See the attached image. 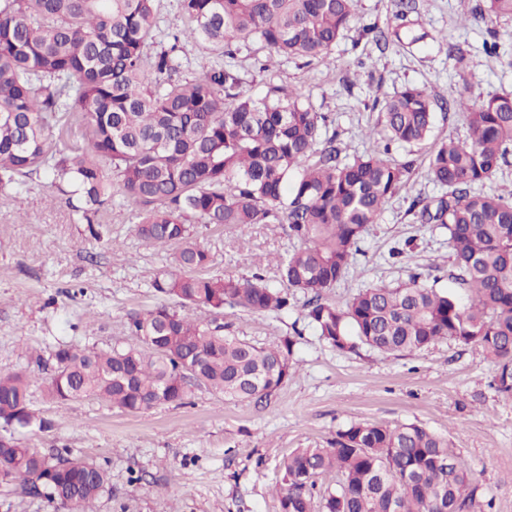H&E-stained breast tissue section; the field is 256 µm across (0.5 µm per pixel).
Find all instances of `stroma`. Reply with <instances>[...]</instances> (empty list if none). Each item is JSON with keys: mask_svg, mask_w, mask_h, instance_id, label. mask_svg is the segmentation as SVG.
<instances>
[{"mask_svg": "<svg viewBox=\"0 0 512 512\" xmlns=\"http://www.w3.org/2000/svg\"><path fill=\"white\" fill-rule=\"evenodd\" d=\"M396 12L397 0H356L353 22L323 60L274 57L258 44L224 60L253 97L272 86L301 90L330 116L329 129L350 157L376 148L370 134L376 96L417 85L436 100L429 142L391 152L396 161H412L411 189L390 198L369 225L348 276L328 294L339 306L358 289L413 274L458 290L447 235L416 223L408 207L414 196L443 193L426 167L435 143L467 134L462 113L449 107L452 99L512 94V69L483 50L493 34L512 42V20L460 23L458 0H417L416 11L401 20ZM380 31L385 40H377ZM8 194L11 204L0 208V369L35 379L30 408L51 422L42 431L17 425L10 431L38 451L66 448L102 464L110 486L96 512H279L283 459L297 448L329 447L337 430L354 422H415L447 436L479 478L478 504L512 512V396L495 389V368L478 348L451 340L389 358L368 349L342 354L299 306L264 314L228 307L217 317L187 306L184 314L217 319L260 346L295 337L296 374L249 402L203 386L193 387L183 405L142 412L94 399L50 400L40 382L54 370L51 351L62 342L106 348L128 341L130 316L161 299L151 283L167 254L139 239L132 202L103 212L97 239L76 221L49 174ZM197 240L211 254L208 274L248 278L259 271L272 286L281 283L278 257L298 245L283 224L201 226ZM0 512H54V506L17 481L0 484Z\"/></svg>", "mask_w": 512, "mask_h": 512, "instance_id": "stroma-1", "label": "stroma"}]
</instances>
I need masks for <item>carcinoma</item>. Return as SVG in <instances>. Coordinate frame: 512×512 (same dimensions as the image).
Wrapping results in <instances>:
<instances>
[{"mask_svg": "<svg viewBox=\"0 0 512 512\" xmlns=\"http://www.w3.org/2000/svg\"><path fill=\"white\" fill-rule=\"evenodd\" d=\"M159 0H0V187L48 171L77 196L94 224L120 196L137 205L136 232L173 248L152 287L183 306L280 312L303 296L305 318L340 353L362 347L386 356L442 340L473 345L512 395V190L475 192L512 154V95L462 96L468 135L448 138L427 177L448 188L414 197L408 212L448 231L454 278L468 302L413 275L362 288L345 306L326 298L350 271L359 243L385 202L408 190L411 163L394 145L431 133L435 101L406 86L375 99L378 148L342 155L329 116L297 90L263 99L240 90L224 65L180 75L182 42L222 58L260 44L286 57L327 58L354 17V0H178L188 22L157 40ZM480 16L512 19V0H483ZM484 50L512 67V44ZM81 139H67L72 126ZM110 164L105 170L104 164ZM286 224L302 245L278 259L282 286L209 276L196 225ZM132 342L109 349L60 344L45 381L57 402L94 398L129 412L181 405L191 383L226 400L269 396L294 374V341L260 347L161 303L130 316ZM31 380L0 370V420L50 427L29 409ZM21 480L59 512H95L109 486L101 465L44 454L0 434V483ZM477 484L448 438L415 422L352 423L332 448H297L283 461L280 512H471Z\"/></svg>", "mask_w": 512, "mask_h": 512, "instance_id": "obj_1", "label": "carcinoma"}]
</instances>
